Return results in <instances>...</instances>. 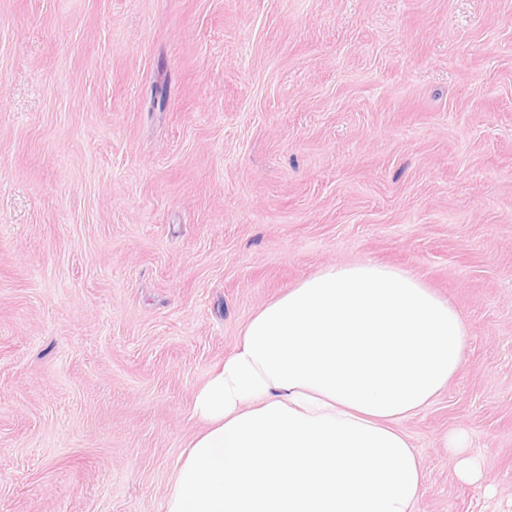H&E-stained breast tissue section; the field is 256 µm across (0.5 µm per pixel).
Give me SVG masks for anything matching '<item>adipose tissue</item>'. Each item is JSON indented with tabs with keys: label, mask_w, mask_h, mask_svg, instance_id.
<instances>
[{
	"label": "adipose tissue",
	"mask_w": 512,
	"mask_h": 512,
	"mask_svg": "<svg viewBox=\"0 0 512 512\" xmlns=\"http://www.w3.org/2000/svg\"><path fill=\"white\" fill-rule=\"evenodd\" d=\"M470 328L409 273L330 266L245 324L192 413L165 512H415L423 463L402 419L462 366Z\"/></svg>",
	"instance_id": "1"
}]
</instances>
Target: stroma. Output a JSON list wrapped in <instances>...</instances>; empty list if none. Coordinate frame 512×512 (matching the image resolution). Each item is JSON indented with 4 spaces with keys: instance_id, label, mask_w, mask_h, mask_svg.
<instances>
[{
    "instance_id": "stroma-1",
    "label": "stroma",
    "mask_w": 512,
    "mask_h": 512,
    "mask_svg": "<svg viewBox=\"0 0 512 512\" xmlns=\"http://www.w3.org/2000/svg\"><path fill=\"white\" fill-rule=\"evenodd\" d=\"M366 261L471 329L416 512H512V0H0V512H164L243 325ZM446 447L455 455L456 476L469 484H480L483 480V472L479 461L466 451L467 438L463 433L448 434L443 438Z\"/></svg>"
}]
</instances>
